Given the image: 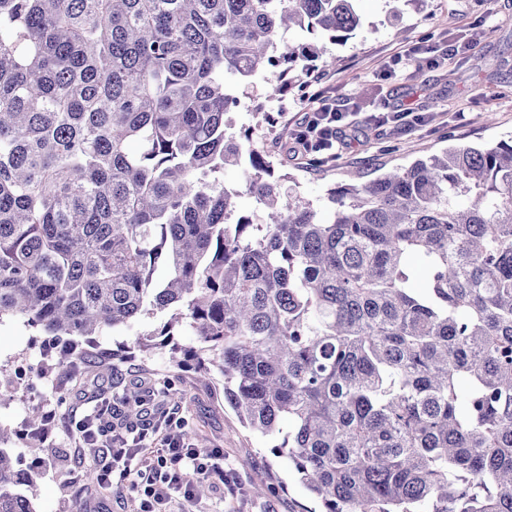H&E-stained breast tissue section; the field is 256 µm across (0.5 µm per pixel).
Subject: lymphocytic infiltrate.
Returning <instances> with one entry per match:
<instances>
[{
  "mask_svg": "<svg viewBox=\"0 0 512 512\" xmlns=\"http://www.w3.org/2000/svg\"><path fill=\"white\" fill-rule=\"evenodd\" d=\"M345 119L346 114L341 109L320 103L294 129L291 140L295 149L320 160L334 158L337 138ZM63 424L82 451L96 453L106 450L111 462L99 469V483L108 486L116 479L129 481L140 499L139 512H154V503L174 494L186 500L192 499L194 478L198 475L217 478L227 494L236 491L233 470L217 468L212 453L185 442L161 440L155 456L141 458L136 449L129 447L123 433L106 434L104 428L95 427L92 418L79 420L70 415L64 417Z\"/></svg>",
  "mask_w": 512,
  "mask_h": 512,
  "instance_id": "f902f5d3",
  "label": "lymphocytic infiltrate"
}]
</instances>
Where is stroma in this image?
I'll return each mask as SVG.
<instances>
[{
    "instance_id": "stroma-1",
    "label": "stroma",
    "mask_w": 512,
    "mask_h": 512,
    "mask_svg": "<svg viewBox=\"0 0 512 512\" xmlns=\"http://www.w3.org/2000/svg\"><path fill=\"white\" fill-rule=\"evenodd\" d=\"M356 10L360 27L347 42L327 46L339 59L336 68L316 71L306 87L280 102L267 99L264 81L256 80L232 113L234 129L254 127L277 172L292 177L315 207L323 206L332 187L368 183L447 147L512 139V0H357ZM462 42L465 52L449 54L437 68L422 69L408 59L417 47L438 51ZM319 98L345 105L349 114L338 157L328 162L289 148L291 132ZM257 103L276 119L275 133L259 125L252 113ZM376 109L407 110L417 119L378 126L367 120ZM165 320L162 314L143 316L91 338L74 337L84 358L62 370L54 366L59 343L45 340L23 319H0V368L24 373L21 388L0 398V425L18 434L11 452L36 466L26 490L36 512H137L139 502L128 485L108 489L90 481L89 471L107 464V457L78 461L75 441L59 422L45 427L42 448H28L29 407L89 415L102 395L150 390L163 378L178 400L154 402V410L183 420L169 435L185 430L203 438L208 449L219 450V466L235 470L241 487L231 498L211 480L195 504L169 503L166 512H317V500L288 459L272 453L271 438L250 429L225 403L221 379L201 385L193 366H173L166 348L133 351L140 334ZM116 353L127 354V362L113 361Z\"/></svg>"
}]
</instances>
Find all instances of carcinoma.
I'll return each mask as SVG.
<instances>
[{"instance_id": "1", "label": "carcinoma", "mask_w": 512, "mask_h": 512, "mask_svg": "<svg viewBox=\"0 0 512 512\" xmlns=\"http://www.w3.org/2000/svg\"><path fill=\"white\" fill-rule=\"evenodd\" d=\"M354 2L0 0V319L95 336L171 309L136 347L191 328L321 512H512V143L321 213L227 118L259 74L304 87L326 50L290 32L344 42ZM9 440L0 512H36Z\"/></svg>"}]
</instances>
